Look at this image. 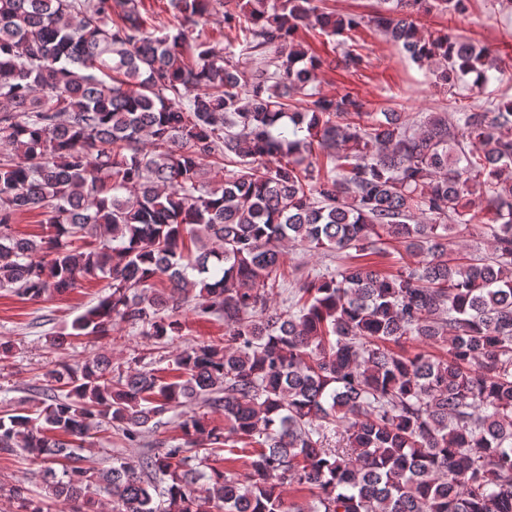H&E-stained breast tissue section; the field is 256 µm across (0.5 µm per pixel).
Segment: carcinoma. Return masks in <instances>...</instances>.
I'll return each instance as SVG.
<instances>
[{
	"label": "carcinoma",
	"instance_id": "carcinoma-1",
	"mask_svg": "<svg viewBox=\"0 0 512 512\" xmlns=\"http://www.w3.org/2000/svg\"><path fill=\"white\" fill-rule=\"evenodd\" d=\"M317 2L170 0L152 37L143 0H0V144L15 155L0 162V289L37 300L109 280L77 338L117 321L178 336L191 296L224 318V341L176 354L168 379L145 352L126 370L100 355L48 373L33 411L0 414V451L46 464L70 512L102 496L112 512H512V101L423 130L349 92L291 104L321 67L297 40L308 27L372 24L444 85L488 80L485 49L412 20L465 0H393L368 19ZM217 7L240 50L196 34ZM216 156L231 167L217 187L203 180ZM44 207L40 239L13 235L17 212ZM479 223L492 256L448 249ZM393 241L422 265L358 261ZM286 242L357 261L271 313ZM195 402L224 426L185 412L178 442L136 464L79 454L97 429L139 442ZM240 460L242 478L211 465Z\"/></svg>",
	"mask_w": 512,
	"mask_h": 512
}]
</instances>
